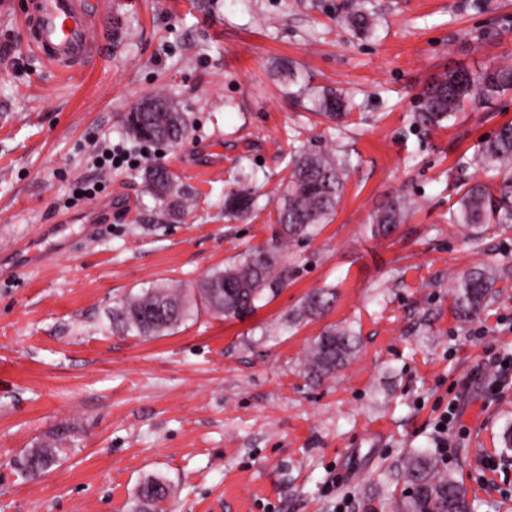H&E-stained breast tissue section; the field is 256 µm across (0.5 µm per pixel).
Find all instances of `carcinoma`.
Masks as SVG:
<instances>
[{"mask_svg": "<svg viewBox=\"0 0 512 512\" xmlns=\"http://www.w3.org/2000/svg\"><path fill=\"white\" fill-rule=\"evenodd\" d=\"M361 35L374 32L376 23L370 12L356 9L347 19ZM279 75L296 87L292 95L308 111L331 121H340L351 112L349 100L327 87H315L291 61L279 66ZM512 90V65H496L468 71L462 78L451 71L427 87L420 96L414 122L423 127L440 124L457 113ZM127 133L144 143L178 144L189 136L184 113L174 101L152 95L136 104L125 117ZM476 163L495 172V181L464 183L452 204L450 223L476 226L512 224V123L502 125L496 134L482 142ZM349 158L328 152H290L288 185L277 201L271 238L222 268L209 272L191 288L160 283L124 296L112 312L113 324L124 332L155 338L173 332L191 318L199 306L226 319L243 318L259 308L262 300H272L285 286L288 270L282 264V246L311 239L320 225L336 211L343 192V178ZM150 193L161 203V215L178 218L185 213V195L175 177L155 164L145 170ZM254 173L241 171L235 188L224 195V216L232 219L251 213L257 192ZM413 200L402 197L377 211L370 224L379 236L390 234L407 219ZM496 278L486 270H475L457 279L452 291L459 314L465 318L481 311L493 292ZM329 292L309 295L293 320L315 317L329 306ZM355 349L348 329L330 326L309 348L307 372L317 379L333 375L345 365ZM59 449L39 443L13 461L14 467L29 476L45 472L56 461ZM434 454H414L405 460L402 477L410 487L397 506V512H472L460 481L440 467ZM168 486L156 480L146 482L139 496V512H163Z\"/></svg>", "mask_w": 512, "mask_h": 512, "instance_id": "cac0c4a2", "label": "carcinoma"}]
</instances>
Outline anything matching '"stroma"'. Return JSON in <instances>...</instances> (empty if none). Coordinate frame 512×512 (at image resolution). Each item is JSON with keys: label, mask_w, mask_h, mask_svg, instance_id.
Returning <instances> with one entry per match:
<instances>
[{"label": "stroma", "mask_w": 512, "mask_h": 512, "mask_svg": "<svg viewBox=\"0 0 512 512\" xmlns=\"http://www.w3.org/2000/svg\"><path fill=\"white\" fill-rule=\"evenodd\" d=\"M105 53L65 74L25 46L30 0H0V512H134L151 479L166 512H380L402 497L401 461L438 454L474 512H512V224L449 223L466 166L512 121V90L431 128L413 115L444 74L512 64V0H369L373 36L345 19L358 0H104ZM293 61L353 110L341 125L307 112L279 78ZM152 94L173 99L189 136L136 142L123 119ZM132 162L107 171L108 144ZM350 157L331 221L283 251L288 283L243 319L200 312L173 333L117 331L112 310L158 280L186 286L264 245L289 149ZM165 166L188 208L158 221L144 172ZM199 165L221 173L196 176ZM258 208L224 217L239 169ZM104 190L81 197L88 180ZM406 195L405 224L379 237L376 210ZM494 268L495 295L459 315L453 278ZM334 300L293 321L313 291ZM332 325L359 346L330 378L307 351ZM457 420L440 447L448 405ZM64 454L21 475L41 440Z\"/></svg>", "instance_id": "1"}]
</instances>
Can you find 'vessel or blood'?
Masks as SVG:
<instances>
[{"mask_svg":"<svg viewBox=\"0 0 512 512\" xmlns=\"http://www.w3.org/2000/svg\"><path fill=\"white\" fill-rule=\"evenodd\" d=\"M23 24L29 46L63 71L83 68L91 54L106 45L98 15L82 0H35Z\"/></svg>","mask_w":512,"mask_h":512,"instance_id":"vessel-or-blood-1","label":"vessel or blood"}]
</instances>
